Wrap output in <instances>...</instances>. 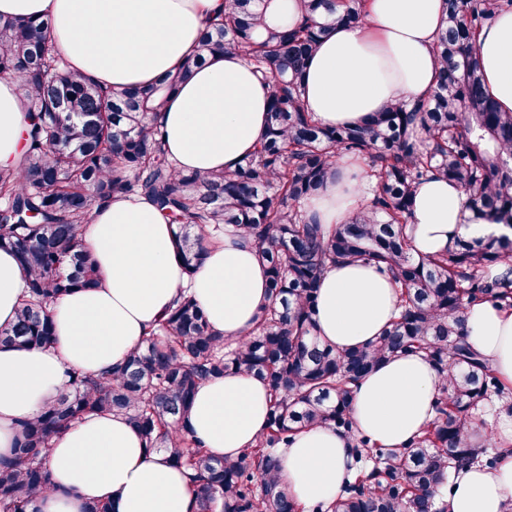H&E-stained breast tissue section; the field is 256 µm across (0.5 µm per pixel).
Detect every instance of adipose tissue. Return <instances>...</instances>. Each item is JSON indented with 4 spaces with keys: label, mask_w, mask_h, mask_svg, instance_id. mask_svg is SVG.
Listing matches in <instances>:
<instances>
[{
    "label": "adipose tissue",
    "mask_w": 512,
    "mask_h": 512,
    "mask_svg": "<svg viewBox=\"0 0 512 512\" xmlns=\"http://www.w3.org/2000/svg\"><path fill=\"white\" fill-rule=\"evenodd\" d=\"M222 0H0V16L47 20L69 68L105 87L152 82L177 70L194 51L206 19ZM444 0H369L363 24L340 26L310 58L304 100L326 126L359 124L401 101L430 100L438 65L433 44ZM478 57L488 94L512 112V11L483 29ZM268 99L253 68L217 55L195 68L157 121L178 169L234 170L267 130ZM28 127L27 97L17 81L0 79V168L16 167ZM336 177L308 207L321 224H342L367 206L369 180L358 158L337 159ZM409 225L417 255L447 252L465 237L501 234L470 218L463 191L429 175L413 196ZM174 225L144 197H112L95 205L85 240L100 283L72 290L50 309L56 338L46 348L0 344V462L12 456L19 419L37 415L77 369L97 375L128 351L180 296L189 292L208 322L230 340L242 339L268 301L266 264L251 239L225 236L202 264L186 273ZM25 290L14 254L0 249V329L10 327ZM397 315V290L372 264H339L324 274L315 333L336 349L365 345ZM468 341L512 384V312L486 303L464 313ZM438 372L419 354L396 357L354 389L357 432L397 449L434 416ZM270 408L259 378L228 372L196 392L189 424L210 455L236 459L264 428ZM504 455L497 469H461L443 505L446 512H512V417L500 425ZM52 486L37 512H82L91 500L112 512H191L193 490L166 453L149 451L123 418L92 414L53 438ZM355 467L350 437L308 428L281 452L288 494L306 512L330 505Z\"/></svg>",
    "instance_id": "adipose-tissue-1"
}]
</instances>
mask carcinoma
Masks as SVG:
<instances>
[{
  "label": "carcinoma",
  "instance_id": "carcinoma-1",
  "mask_svg": "<svg viewBox=\"0 0 512 512\" xmlns=\"http://www.w3.org/2000/svg\"><path fill=\"white\" fill-rule=\"evenodd\" d=\"M265 0H223L184 65L139 87L104 89L70 71L55 52L49 21L0 17V74L20 80L30 112L28 148L0 170V248L26 277L13 326L0 342L47 347L48 306L99 275L84 242L97 203L145 196L176 226L188 272L213 235L251 238L269 273V301L252 330L232 343L215 333L184 294L123 363L90 377L73 369L41 413L19 421L12 458L0 464V512H31L52 484V438L92 413L121 415L152 450L185 470L195 512H300L280 477L277 449L301 429L352 438L361 466L336 501L313 512H444L439 499L459 468H492L501 443L476 448L475 415L487 402L512 416V388L465 340L464 312L512 308V236L466 238L448 253H413L405 233L414 189L432 174L460 186L474 217L512 229V112L489 98L478 39L512 0H446L431 99L398 102L358 125L327 127L304 104L310 55L338 25L366 16V0H300L291 24L270 26ZM237 53L267 83L269 124L257 150L234 170L183 172L155 122L169 96L218 54ZM369 163L373 198L344 224H319L305 205L336 158ZM339 261H373L397 285L399 314L372 342L348 350L314 334L318 289ZM422 354L438 370L435 412L420 436L381 448L354 429L353 386L390 358ZM235 371L260 378L271 401L264 430L234 459H216L188 426L196 390Z\"/></svg>",
  "mask_w": 512,
  "mask_h": 512
}]
</instances>
